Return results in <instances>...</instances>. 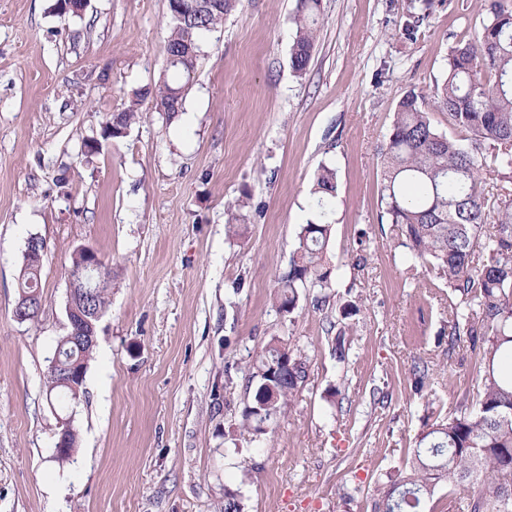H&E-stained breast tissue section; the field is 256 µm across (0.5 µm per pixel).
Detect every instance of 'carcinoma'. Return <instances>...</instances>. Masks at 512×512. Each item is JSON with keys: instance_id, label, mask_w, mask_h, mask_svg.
<instances>
[{"instance_id": "1", "label": "carcinoma", "mask_w": 512, "mask_h": 512, "mask_svg": "<svg viewBox=\"0 0 512 512\" xmlns=\"http://www.w3.org/2000/svg\"><path fill=\"white\" fill-rule=\"evenodd\" d=\"M192 0H168L170 31L164 50L180 56L167 68L171 78L155 88L157 111L169 117L183 105L202 53L203 37L224 23L237 0H214L210 7L179 19ZM486 22L475 42L457 41L448 50L445 79L430 93L411 92L394 112L388 142L381 150L383 186L378 221L397 230L404 249L406 279L443 281L451 293L448 349L467 337L476 348L477 389L454 395L448 417L422 432L412 464L390 477L374 512H423L437 486L448 484V512H512V9L484 0ZM321 0H297L290 50L293 72L306 74L315 47ZM448 117L452 133L439 130L431 109ZM140 119L138 101L110 114L103 137L119 139ZM504 185L485 192L482 172ZM336 171L321 167L312 194L317 219L300 225L288 270L278 275L272 305L291 315L301 299L315 310L330 303L335 269L327 261L331 224L326 220L336 197ZM244 200L227 205V224L236 236ZM42 256L23 255L18 286L39 288ZM61 364L85 369L94 346L60 339ZM253 400L240 411V427L259 437L267 424L285 414L308 376V356L290 339L273 337L253 364ZM64 370L47 371V401L59 394L77 402L84 385L72 391L58 384ZM412 389L429 386L427 367L413 366ZM484 488L468 491L470 478Z\"/></svg>"}]
</instances>
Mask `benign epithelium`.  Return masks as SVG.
Wrapping results in <instances>:
<instances>
[{
	"label": "benign epithelium",
	"instance_id": "1",
	"mask_svg": "<svg viewBox=\"0 0 512 512\" xmlns=\"http://www.w3.org/2000/svg\"><path fill=\"white\" fill-rule=\"evenodd\" d=\"M78 251L84 254V262L78 269L69 272L66 314L71 325H76L75 319L79 318L92 327L102 316V313L92 308L90 304L91 296L106 285L101 273L102 260L89 246H80ZM35 298V294L20 295L14 307V314L18 320H29L39 312L41 304L36 302Z\"/></svg>",
	"mask_w": 512,
	"mask_h": 512
}]
</instances>
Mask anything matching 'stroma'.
Returning <instances> with one entry per match:
<instances>
[{
	"instance_id": "1",
	"label": "stroma",
	"mask_w": 512,
	"mask_h": 512,
	"mask_svg": "<svg viewBox=\"0 0 512 512\" xmlns=\"http://www.w3.org/2000/svg\"><path fill=\"white\" fill-rule=\"evenodd\" d=\"M55 3L0 0V512H220L228 489L244 512H374L425 421L475 386L469 342L448 344L445 283L406 281L396 234L378 223V154L399 101L429 92L449 46L475 38L483 0H322L300 77L296 0H239L205 38L171 120L148 95L167 75L168 0H89L79 15ZM411 15L412 41L400 34ZM134 99L140 122L103 139L107 115ZM88 139L97 152H84ZM325 165L337 175L327 259L361 312L343 320L303 303L285 316L270 295L317 213ZM242 197L246 231L234 237L225 208ZM32 236L45 243L42 307L21 321ZM80 245L112 285L73 414L79 445L59 462L45 381ZM335 320L345 364L327 332ZM275 336L306 351L308 379L255 438L239 412ZM418 360L432 377L419 395Z\"/></svg>"
}]
</instances>
